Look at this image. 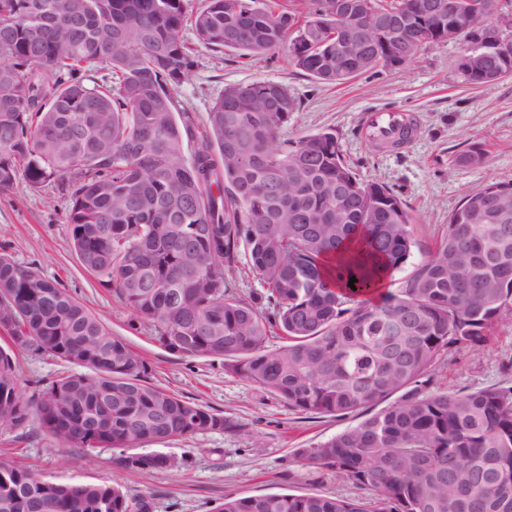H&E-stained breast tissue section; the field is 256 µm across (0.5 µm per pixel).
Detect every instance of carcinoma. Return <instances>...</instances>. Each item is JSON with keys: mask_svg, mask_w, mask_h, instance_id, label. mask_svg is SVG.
Here are the masks:
<instances>
[{"mask_svg": "<svg viewBox=\"0 0 512 512\" xmlns=\"http://www.w3.org/2000/svg\"><path fill=\"white\" fill-rule=\"evenodd\" d=\"M361 1L385 12L412 2L311 0L303 19L277 0L196 9L189 0H0V192L19 179L60 183L81 266L162 348L222 359L290 410L362 417L303 449L300 462L375 498L229 496L215 512H512V387L433 392L426 380L442 350L480 346L512 315V209L504 224L471 221L512 181L468 196L436 247L374 302L368 284L401 270L415 247L413 217L393 190L360 178L331 132L283 137L300 102L281 83L230 85L202 116L178 107L196 48L291 54L298 24L319 27L325 44L290 62L323 83L413 61L417 48L327 67L336 14ZM510 72L512 55L496 77L466 81ZM241 250L265 309L229 289ZM336 255L355 289L325 276ZM407 316L414 327L401 340L392 326ZM0 332L1 428L36 423L73 448L119 450L120 468L162 471L175 461L128 449L238 427L155 385L104 319L3 247ZM19 350L78 370L27 399ZM0 512H152V502L0 462Z\"/></svg>", "mask_w": 512, "mask_h": 512, "instance_id": "cac0c4a2", "label": "carcinoma"}]
</instances>
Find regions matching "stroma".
I'll return each instance as SVG.
<instances>
[{
    "instance_id": "stroma-1",
    "label": "stroma",
    "mask_w": 512,
    "mask_h": 512,
    "mask_svg": "<svg viewBox=\"0 0 512 512\" xmlns=\"http://www.w3.org/2000/svg\"><path fill=\"white\" fill-rule=\"evenodd\" d=\"M463 49L460 41L439 44L404 67L342 84H325L296 69L284 49L268 59L250 60L232 51L203 49L179 101L181 107L202 113L230 85L285 84L301 107L289 117L284 136L334 133L361 178L393 189L407 204L419 258L444 234L449 215L467 195L486 184L512 180V75L488 86L466 84L458 68ZM388 110L416 119L417 132L403 149H378L367 137V114ZM473 150L482 152V163H460V156ZM66 209L67 200L56 187L34 190L17 181L0 193V246L15 261L35 264L105 318L113 333L145 359L154 383L222 412L239 429L141 446V453L176 459L179 466L170 471L124 470L113 465V449L87 453L58 443L37 427L0 429V461L26 466L54 482H104L149 495L153 512H213L228 496L314 492L370 497V490L334 474L308 472L299 458L302 449L357 424L358 416L289 410L261 386L226 372L223 361L183 357L160 347L147 326H132L133 315L115 292L81 267L69 245ZM69 369L67 363L20 352L24 396H31L33 382L47 383ZM491 385L512 386V321L495 325L481 347L460 345L442 352L431 388L456 393Z\"/></svg>"
}]
</instances>
